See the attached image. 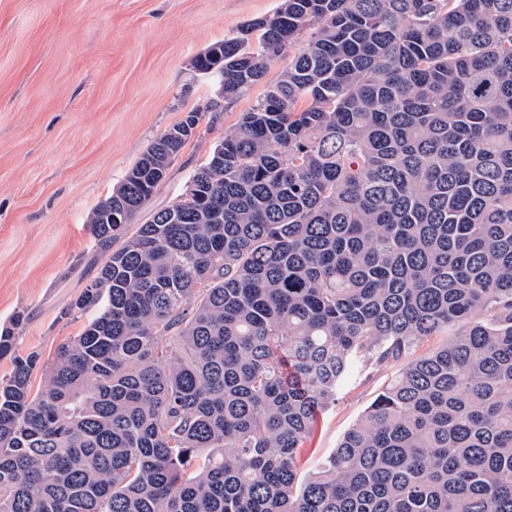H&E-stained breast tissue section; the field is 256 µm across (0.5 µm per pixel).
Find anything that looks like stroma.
<instances>
[{"instance_id": "1", "label": "stroma", "mask_w": 512, "mask_h": 512, "mask_svg": "<svg viewBox=\"0 0 512 512\" xmlns=\"http://www.w3.org/2000/svg\"><path fill=\"white\" fill-rule=\"evenodd\" d=\"M281 0H0V328L53 358L88 316H66L96 272L87 216L149 145L189 110L196 136L150 208L175 202L224 133L288 64L243 91L218 119L214 80L192 59ZM23 315L13 325L15 315ZM364 365L340 384L299 461L314 472L404 366Z\"/></svg>"}]
</instances>
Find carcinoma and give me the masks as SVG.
<instances>
[{
	"label": "carcinoma",
	"instance_id": "cac0c4a2",
	"mask_svg": "<svg viewBox=\"0 0 512 512\" xmlns=\"http://www.w3.org/2000/svg\"><path fill=\"white\" fill-rule=\"evenodd\" d=\"M285 55L190 192L111 221L197 110L89 213L52 361L0 331V512H512V0H282L193 59L208 111ZM455 325L298 481L351 369Z\"/></svg>",
	"mask_w": 512,
	"mask_h": 512
}]
</instances>
